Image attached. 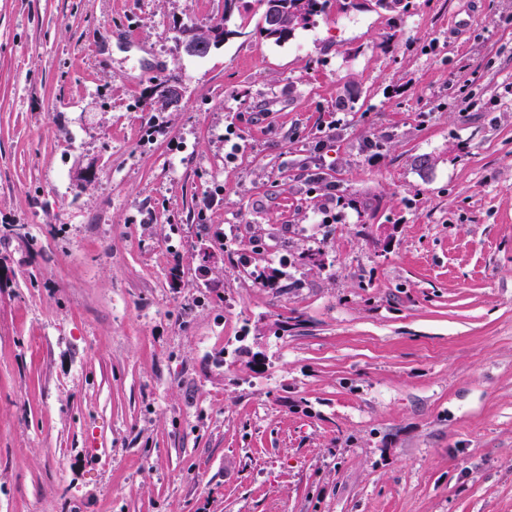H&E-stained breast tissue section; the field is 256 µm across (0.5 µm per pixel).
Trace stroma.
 I'll return each mask as SVG.
<instances>
[{
  "instance_id": "stroma-1",
  "label": "stroma",
  "mask_w": 512,
  "mask_h": 512,
  "mask_svg": "<svg viewBox=\"0 0 512 512\" xmlns=\"http://www.w3.org/2000/svg\"><path fill=\"white\" fill-rule=\"evenodd\" d=\"M238 4L0 0V512H512V0ZM272 0H262L265 5L263 14V31L267 37L273 38L276 42L287 40L291 37L298 28H305L311 19L315 16L325 12V8L329 0H276L279 4V9L276 14H272L269 8V2ZM297 13L304 19V24L298 27H288L281 25L279 17ZM181 96V90L176 82H165L156 86L153 90L151 108L158 109L159 106L167 107L172 105Z\"/></svg>"
}]
</instances>
